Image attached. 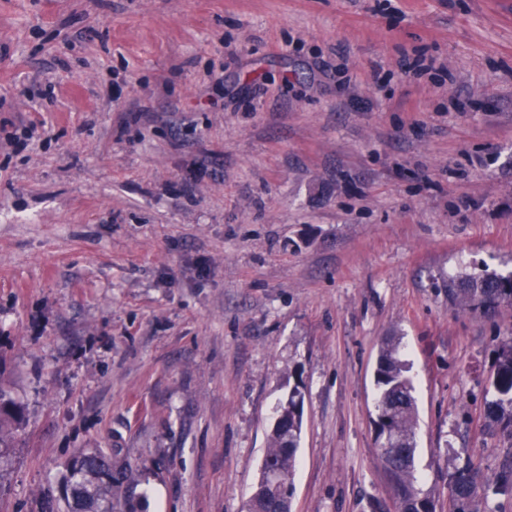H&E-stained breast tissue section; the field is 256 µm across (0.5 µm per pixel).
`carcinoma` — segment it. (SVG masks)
<instances>
[{"mask_svg":"<svg viewBox=\"0 0 512 512\" xmlns=\"http://www.w3.org/2000/svg\"><path fill=\"white\" fill-rule=\"evenodd\" d=\"M448 300L471 311L512 312V276L485 270L462 272L448 278ZM375 382L379 389L376 410L380 413L378 437L381 460L397 498V512H435L431 495L420 487L415 465L416 400L406 365L396 345L386 340L380 349ZM302 377L279 403L259 480L248 501V512H288L296 452L303 423ZM492 398L485 399V417L512 432V336L496 350L495 369L489 381ZM24 423L21 406L0 385V464ZM64 487L67 512H119V475L122 468L100 449L80 450L65 465ZM448 512H482L481 491L512 493V466L485 481L467 461L448 473Z\"/></svg>","mask_w":512,"mask_h":512,"instance_id":"1","label":"carcinoma"}]
</instances>
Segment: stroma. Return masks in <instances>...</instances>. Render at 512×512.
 <instances>
[{
    "mask_svg": "<svg viewBox=\"0 0 512 512\" xmlns=\"http://www.w3.org/2000/svg\"><path fill=\"white\" fill-rule=\"evenodd\" d=\"M0 377L27 424L0 512H63L69 457L136 512H246L301 372L294 512H394L374 370L416 465L512 462L484 415L512 313V0H0ZM448 300L471 311L512 312V276L486 270L462 272L448 278ZM406 369L396 345L387 339L380 349L375 372L379 389L376 410L381 414L378 418L381 460L397 498L398 512H435V501L420 487L415 465L416 400Z\"/></svg>",
    "mask_w": 512,
    "mask_h": 512,
    "instance_id": "1",
    "label": "stroma"
}]
</instances>
